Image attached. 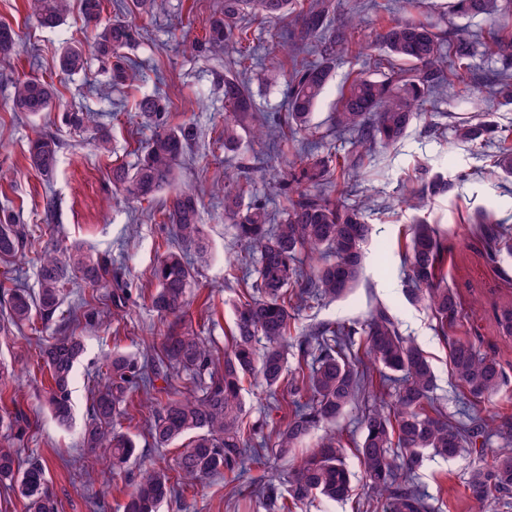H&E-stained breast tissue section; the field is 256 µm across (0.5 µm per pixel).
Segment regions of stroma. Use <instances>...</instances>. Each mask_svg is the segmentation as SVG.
Masks as SVG:
<instances>
[{
  "instance_id": "1",
  "label": "stroma",
  "mask_w": 512,
  "mask_h": 512,
  "mask_svg": "<svg viewBox=\"0 0 512 512\" xmlns=\"http://www.w3.org/2000/svg\"><path fill=\"white\" fill-rule=\"evenodd\" d=\"M327 21L338 25L344 17L360 22L358 38L375 39L380 22L408 16L428 23L444 37L469 38L480 74L492 75L496 66L482 54L483 45L500 29L512 31V13L489 19L461 16L451 9L452 0H332ZM224 0H163L160 9L148 15H133L142 29L140 40L123 49V56L136 61L140 75L134 83L112 81V65L90 59L86 71L66 76L58 70V54L65 43L83 40L88 25L80 0H71L62 25L39 27L27 0H0V20L13 27L18 50L7 61L0 59V208L17 213L30 243L22 260L0 259V281L15 278L22 286H37V257L52 241L76 242L112 262V275L126 288L128 300L123 312H114L107 288H92L78 281L65 291L66 303L86 301L101 311L103 324L91 329L78 326L85 338V352L75 368L73 420L59 425L38 403L37 396L48 387L38 371L36 341L55 335L59 321L34 322L10 338H0V367L11 379L6 399L15 401L28 424L14 445L22 458H39L49 465V484L61 502V512H122V505L139 478L144 465L172 458L174 448L154 447L144 427L143 414L124 420L121 430L137 443L138 456L127 472L107 479L101 473L99 453L80 446V432L89 413L91 391L106 359L119 350L137 357L146 353L160 335L165 322L152 306L157 289L154 267L175 241L170 225L164 224L161 201L139 204L116 194L108 177L115 163L134 165L153 135L152 127L135 112L133 102L145 94L161 93L169 103L172 125L193 124L196 137L182 156L176 171V186L196 191L201 219L211 254L199 261V275L190 290V313L194 328L224 346L234 326V304L239 285L233 264L244 254L236 230L224 218L223 197L215 182L225 171L239 170L250 177L254 192L263 193L268 182L278 178L292 161L301 144L288 141L280 151L267 154L250 133H243L237 152L224 150L223 49L199 51L194 41L204 40L212 16ZM359 63L348 57L332 67L326 88L317 102L310 126L323 150L349 152L348 139L338 136L333 114L346 79ZM36 77L53 83L56 99L52 108L32 117L11 109L15 80ZM260 117L284 111L288 100L286 81L272 84L261 67L246 75ZM91 110L95 124L76 129L63 115L68 111ZM469 115L468 110L445 91L433 121L436 131L414 121L395 147L376 151L367 162L366 182L359 188L369 196L368 222L372 235L365 245L360 282L347 298L322 301L303 311L300 328L319 322L362 319L376 306L388 307L400 331L423 349L437 375L434 398L448 413L458 417L460 386L448 358V339L480 336L481 349L512 360L494 324L491 301L512 300V257L494 264L485 258V242L476 220L487 212L492 222L506 221L512 228V177L486 170V162L473 155L455 137L454 128ZM106 128L112 139V153L100 155L93 146L98 128ZM55 137L59 144L56 172L45 178L28 165V149L34 131ZM424 168L428 176L443 175L451 181L448 193L430 200L425 215L436 224L448 243L444 272L449 287L458 289L464 318L447 336H438L429 309L411 306L402 293L406 274L404 243L414 211L398 207V198L408 193V171ZM467 181H458V174ZM360 411L352 407L337 417L334 427L347 442L345 462L353 474L357 493H364L365 481L356 456L363 438ZM487 453L474 450L443 459L425 455L415 472L414 484L435 512H470L467 482L473 470L486 466ZM248 481H230L221 476L187 489L180 499L162 504L160 512H234L244 504Z\"/></svg>"
}]
</instances>
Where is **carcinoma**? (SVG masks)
<instances>
[{
	"instance_id": "1",
	"label": "carcinoma",
	"mask_w": 512,
	"mask_h": 512,
	"mask_svg": "<svg viewBox=\"0 0 512 512\" xmlns=\"http://www.w3.org/2000/svg\"><path fill=\"white\" fill-rule=\"evenodd\" d=\"M155 0H120L117 9L150 12ZM37 23L56 28L68 12L69 0H28ZM330 0H316L304 8L301 0H224L221 16L209 28L207 43L230 44L241 73L224 75V150L241 143L240 130L256 120L258 108L242 75L248 62L258 59L246 16H260L282 24L279 52L291 59L288 109L278 123L281 137L308 131L311 114L325 88L336 59L362 55L365 47L356 38L359 23L352 17L330 27ZM460 15L495 17L500 0H454ZM141 37V29L126 20L109 21L93 30L87 45L66 47L59 57L65 74L83 71L88 56L115 59L112 78L117 83L136 79L137 65L121 51ZM376 46L385 52L378 65H387L382 79L367 70L351 75L341 91L334 112L336 132L350 136V156L318 155V146L306 141L292 162L288 176L270 186L269 196L286 205L271 210L263 202L245 203L251 181L240 173L224 172L218 187L224 198V217L235 224L246 258L255 265V277L245 275L239 303L235 305L234 330L224 350L216 355L211 340L192 326L188 293L196 273L191 257L203 258L209 248L200 224L197 197L186 190L169 193L162 210L163 223L172 226L184 251H169L154 269L158 282L154 308L172 319L171 326L153 344L147 360L114 353L106 361L92 393L89 417L82 428V445L90 450L108 449L106 473L124 470L137 446L119 431L126 406L139 397L152 408L146 421L154 447L167 448L186 437L188 442L171 466L146 469L129 494L123 512H159L160 505L179 498L184 489L217 474L249 480L250 498L263 512H303L319 498L328 502L349 499L351 473L345 464L342 435H324L312 450L299 451L311 430L332 422L352 405L363 406L364 436L356 452L364 469L367 490L357 512H427L423 495L412 484V474L423 453L448 459L464 449L486 445L493 435L504 444L493 451L487 468L474 470L468 481L470 512H486L496 501L512 496V423L494 425L477 406L498 395L505 385V371L497 358L483 355L470 340L450 342L449 360L463 390L462 419L450 421L434 406L436 375L424 351L402 335L398 322L385 306L366 319L339 320L297 332L300 312L312 303L346 297L362 273L363 246L371 235L365 221L369 198L358 193V168L367 153L390 148L406 135L413 120L433 113L444 89L470 101L474 115L455 126L457 140L485 155L490 168L512 177V126H499L481 118L482 99L475 94L474 49L463 37L445 41L420 20L401 19L381 26ZM504 72L492 85L493 96L512 104V34L494 41ZM313 51L311 62L301 54ZM16 51L13 28L0 21V57ZM55 99L52 84L38 78L15 83L12 110L37 116ZM135 110L156 131L143 157L129 168L114 164L112 187L138 202L151 201L175 179L184 149L194 139V127H169L166 104L159 95L143 96ZM58 142L36 132L28 153L30 168L49 178L57 167ZM450 183L436 176L405 198L412 209H424L429 197L448 192ZM352 202H347V198ZM406 242L405 297L432 311L439 335L448 336L463 307L442 272L447 244L437 225L416 219ZM480 232L486 257L495 262L512 256V233L483 223ZM27 233L16 217L0 210V258L24 255ZM82 280L93 286L112 282L110 263L78 245L47 248L41 252L38 289L20 285L3 290L0 335L10 336L36 320L49 322L64 303L65 285ZM493 316L500 336L512 341V302L498 304ZM360 343H355V338ZM84 339L73 332L57 336L39 348L38 367L46 371L49 387L41 402L61 425L71 420V384L75 363L82 356ZM297 351V366L288 370V349ZM261 381L273 402L270 411L282 409L278 391H288V421L276 432L269 451L287 462L282 481L251 479V465L263 456L265 443L248 447L262 427L248 423L241 393L250 379ZM166 386L156 387L157 380ZM391 398L388 406L370 405V398ZM483 442H477V439ZM47 464L22 465L18 449L0 443V482L16 485L27 499V512H59L57 497L46 480Z\"/></svg>"
}]
</instances>
